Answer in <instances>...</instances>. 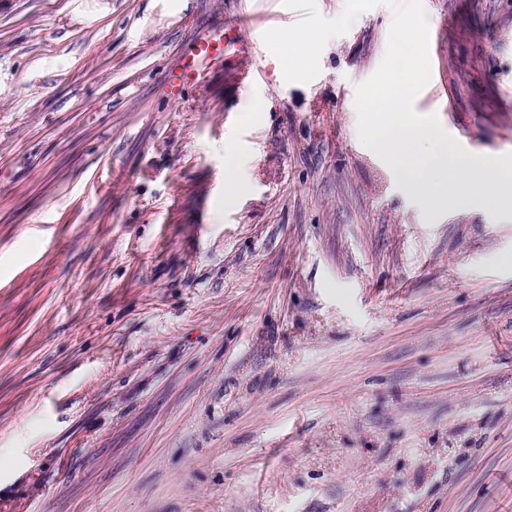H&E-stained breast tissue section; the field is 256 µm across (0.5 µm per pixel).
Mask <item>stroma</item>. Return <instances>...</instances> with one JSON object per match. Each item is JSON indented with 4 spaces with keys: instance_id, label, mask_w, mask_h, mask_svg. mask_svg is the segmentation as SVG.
<instances>
[{
    "instance_id": "stroma-1",
    "label": "stroma",
    "mask_w": 512,
    "mask_h": 512,
    "mask_svg": "<svg viewBox=\"0 0 512 512\" xmlns=\"http://www.w3.org/2000/svg\"><path fill=\"white\" fill-rule=\"evenodd\" d=\"M424 4L416 111L512 153V0ZM301 17L0 0V512H512V208L429 209L360 144L388 7L288 83L262 35ZM221 26L254 58L171 97ZM252 160L229 152L224 161V203L231 205L247 185V172Z\"/></svg>"
}]
</instances>
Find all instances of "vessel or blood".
Segmentation results:
<instances>
[{
	"label": "vessel or blood",
	"mask_w": 512,
	"mask_h": 512,
	"mask_svg": "<svg viewBox=\"0 0 512 512\" xmlns=\"http://www.w3.org/2000/svg\"><path fill=\"white\" fill-rule=\"evenodd\" d=\"M251 51L249 42L242 36L239 28L226 31H207L196 35L192 53L182 58L173 71L177 84L192 82L206 68L211 58L223 52L233 53L236 57H248Z\"/></svg>",
	"instance_id": "1"
}]
</instances>
